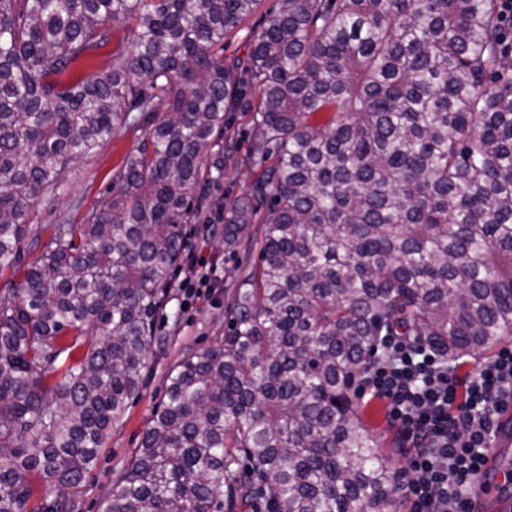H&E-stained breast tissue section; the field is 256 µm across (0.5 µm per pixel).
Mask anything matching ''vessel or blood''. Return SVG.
<instances>
[{"instance_id":"vessel-or-blood-1","label":"vessel or blood","mask_w":512,"mask_h":512,"mask_svg":"<svg viewBox=\"0 0 512 512\" xmlns=\"http://www.w3.org/2000/svg\"><path fill=\"white\" fill-rule=\"evenodd\" d=\"M512 447V405L503 407L492 449L483 465L478 499L484 512H512V472L503 466V454Z\"/></svg>"}]
</instances>
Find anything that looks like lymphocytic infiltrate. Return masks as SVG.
<instances>
[{"instance_id":"lymphocytic-infiltrate-1","label":"lymphocytic infiltrate","mask_w":512,"mask_h":512,"mask_svg":"<svg viewBox=\"0 0 512 512\" xmlns=\"http://www.w3.org/2000/svg\"><path fill=\"white\" fill-rule=\"evenodd\" d=\"M189 274L178 285L191 306L219 281L217 261L187 252ZM387 360L364 388L382 399L403 439L413 447V477L399 486L412 512H475V477L497 426L512 402V346L501 348L467 380L447 362L408 340H389Z\"/></svg>"}]
</instances>
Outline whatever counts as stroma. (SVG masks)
<instances>
[{
  "instance_id": "35a3bbf8",
  "label": "stroma",
  "mask_w": 512,
  "mask_h": 512,
  "mask_svg": "<svg viewBox=\"0 0 512 512\" xmlns=\"http://www.w3.org/2000/svg\"><path fill=\"white\" fill-rule=\"evenodd\" d=\"M276 9V0H261L256 12L241 29L225 38V57L245 55ZM143 135L139 127L119 125L111 139L95 154L62 173L58 188L41 199L32 216V225L39 229L41 238H49L54 225L81 223L87 211L98 208L110 196L113 176L119 172L129 153L140 145ZM251 180L250 173L244 169H227L218 183L210 185L198 220L188 225L192 249L204 258H217L224 267V278L207 298L185 311L180 307L176 284L188 275L189 270L183 264L175 269L169 302L156 323L163 342L149 357L143 392L131 404L123 424L114 428L107 439L97 466L84 479L72 501V512H100L101 501L115 486L116 474L128 465L150 425L163 398L171 367L186 349L211 345L216 336L223 333L239 283V269L258 263L260 239L248 235L235 251L230 252L225 250L221 237L214 234L212 227L223 223L225 205L240 196ZM355 402L363 426L378 441L382 451L392 456L398 467H407L409 451L401 446L398 430L389 418L385 402L368 395L356 396Z\"/></svg>"
}]
</instances>
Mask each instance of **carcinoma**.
Masks as SVG:
<instances>
[{
	"instance_id": "carcinoma-1",
	"label": "carcinoma",
	"mask_w": 512,
	"mask_h": 512,
	"mask_svg": "<svg viewBox=\"0 0 512 512\" xmlns=\"http://www.w3.org/2000/svg\"><path fill=\"white\" fill-rule=\"evenodd\" d=\"M0 0V263L60 174L143 126L118 189L56 224L0 295V512L31 473L77 490L144 387L155 323L211 178L260 224L224 334L189 349L102 512H397L394 459L352 394L383 336L445 360L512 336V50L498 0ZM135 30L112 66L72 65ZM248 153L208 156L224 113ZM265 213H260L262 206ZM275 0H262L256 12L243 24L241 29L224 39V58L240 57L246 54L250 43L266 26L271 14L277 10Z\"/></svg>"
}]
</instances>
